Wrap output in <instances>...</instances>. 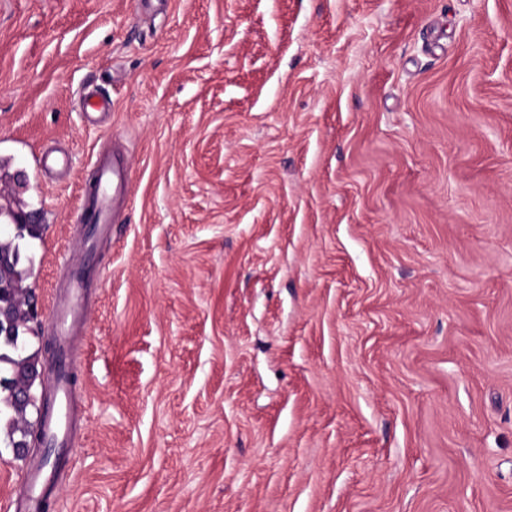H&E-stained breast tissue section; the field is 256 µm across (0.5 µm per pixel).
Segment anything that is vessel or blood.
Returning a JSON list of instances; mask_svg holds the SVG:
<instances>
[{"label":"vessel or blood","instance_id":"1","mask_svg":"<svg viewBox=\"0 0 512 512\" xmlns=\"http://www.w3.org/2000/svg\"><path fill=\"white\" fill-rule=\"evenodd\" d=\"M97 190L86 210L83 223L87 237H95L110 231L115 218V209L125 204L130 195V180L126 165L121 160L99 162ZM68 302L56 305L50 313V324L62 341L60 357L49 371L53 388L50 407L43 421L46 440L62 442L70 428L71 400L73 395L72 359L78 342L74 334L76 324L86 320L85 280L83 272H76L69 281ZM51 477L43 463L30 464L18 487L16 496L21 512H41L48 497Z\"/></svg>","mask_w":512,"mask_h":512}]
</instances>
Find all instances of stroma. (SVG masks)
Returning a JSON list of instances; mask_svg holds the SVG:
<instances>
[{
  "instance_id": "obj_1",
  "label": "stroma",
  "mask_w": 512,
  "mask_h": 512,
  "mask_svg": "<svg viewBox=\"0 0 512 512\" xmlns=\"http://www.w3.org/2000/svg\"><path fill=\"white\" fill-rule=\"evenodd\" d=\"M112 153L45 512H512V0H0L39 361ZM97 190L89 193L93 200L86 210L81 225L87 227L84 234L88 238L108 233L115 218V208L125 204L130 195L129 173L123 161L114 158L112 165L101 160L98 164L96 181L91 188ZM112 222V223H111Z\"/></svg>"
}]
</instances>
